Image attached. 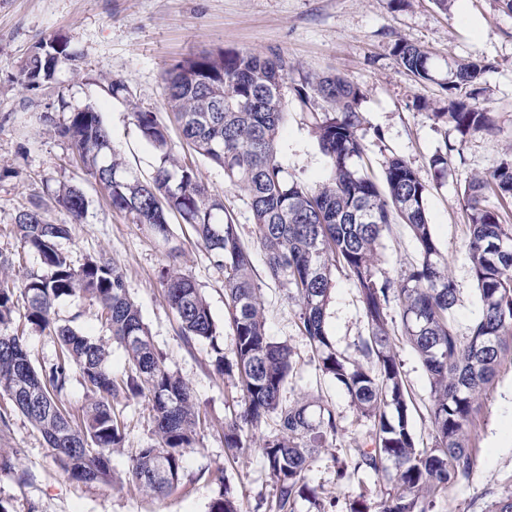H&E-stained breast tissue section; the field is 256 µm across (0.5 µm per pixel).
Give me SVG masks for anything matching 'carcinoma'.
<instances>
[{"mask_svg":"<svg viewBox=\"0 0 512 512\" xmlns=\"http://www.w3.org/2000/svg\"><path fill=\"white\" fill-rule=\"evenodd\" d=\"M393 53L409 75L432 78L429 56L420 47L398 41ZM72 58L65 41L41 43L25 63L23 79L36 86L53 76L61 60ZM489 69L481 57L456 62L445 87L448 111L435 113L453 123L463 138L494 129L493 116L478 104L481 80ZM293 70L278 53L202 52L165 71L167 107L188 145L244 191L265 254L266 276L297 301V327L319 368L373 422V447L356 444L352 464L353 471L382 480L385 495L376 512H427L434 499L469 480L474 466L469 426L498 368L504 360L512 361V224L503 223L502 215L512 211V152L490 172L472 177L462 193L481 313L469 334L461 336L453 326L456 288L428 224V183L398 156L385 162L381 184L358 167L364 144L359 110L363 93L357 85L340 75L310 74L292 83L296 99L311 113L312 131L330 175L315 189L286 175L278 160L282 100L270 92L284 85ZM134 119L141 138L158 156L154 174L143 181L130 174L112 149L109 131L94 108L70 113L58 133L71 142L112 208L149 225L166 242L171 218L178 217L211 252L224 277L234 362H224L210 307L192 277L169 266L161 278L180 336L188 344L209 342L216 370L234 378L242 394L243 411L224 423V447L232 455L246 452L249 433L275 418L278 429L263 439L261 452L276 486L278 512H295L300 499L317 512H328L326 507L334 503L316 498L305 473L339 434L336 416L319 398L288 405L281 401L294 372L293 356L287 344L268 335L260 288L237 225L229 217L218 218L223 201L208 193L192 168L173 157L168 129L155 113L136 110ZM56 202L75 223L87 208L82 192L65 184ZM395 215L413 233L421 262L392 281L379 276L376 265ZM15 226L21 245L37 254L48 270L22 281L24 318L54 337L58 355L51 365L36 369L23 337L11 329V263L0 253V395L39 429L68 477L86 485L112 478V450L123 440L113 402L148 398L155 443L139 449L129 475L146 493L168 494L184 475V456L194 448L201 422L192 388L166 366L111 258L100 254L75 265L60 247L69 235L68 225L45 222L37 203L18 212ZM336 269L345 270L358 288L368 328L353 360L336 352L325 325ZM80 294L97 303L100 320L126 351V378L112 377L110 353L102 342L58 317V302ZM394 305L400 309L406 341L429 374V448L416 447L409 425L407 390L390 334ZM75 373L87 398L78 424L62 405ZM211 483L210 512H241L224 483V470L212 472Z\"/></svg>","mask_w":512,"mask_h":512,"instance_id":"carcinoma-1","label":"carcinoma"}]
</instances>
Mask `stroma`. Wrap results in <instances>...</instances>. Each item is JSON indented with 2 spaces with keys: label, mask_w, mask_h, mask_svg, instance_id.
<instances>
[{
  "label": "stroma",
  "mask_w": 512,
  "mask_h": 512,
  "mask_svg": "<svg viewBox=\"0 0 512 512\" xmlns=\"http://www.w3.org/2000/svg\"><path fill=\"white\" fill-rule=\"evenodd\" d=\"M53 37L67 41L75 60L61 63L50 81L27 86L22 69L28 55ZM399 40L427 51L431 80H415L398 65L392 48ZM218 48L278 52L302 71L339 74L361 88L364 170L381 177L385 160L394 155L428 182L431 231L457 290L458 334H468L480 314L461 192L471 177L487 172L512 147V11L500 0L455 2L446 12L434 0H0V254L13 260L18 276L43 274L38 256L23 249L14 232L16 213L30 201H40L47 223L68 225L70 234L61 247L75 262L104 254L120 267L156 348L167 367L189 383L203 413L196 444L185 455L184 479L167 496L153 497L141 493L129 478L132 457L153 436L144 398L115 403L124 421V440L112 453V481L88 486L62 472L39 431L0 396V451L8 452L15 464L13 470L0 471V503L8 512H209L210 474L219 467L242 512H274L276 489L258 447L274 426L256 430V445L248 452L226 455L224 423L240 412L241 394L233 378L216 372L208 343L183 341L160 279L161 269L169 265L194 279L209 304L224 357L234 361L223 276L210 252L186 225L172 224L167 244L147 225L113 210L99 184L76 162L70 141L54 132L71 111L93 107L128 168L150 177L158 158L141 138L133 109L156 113L162 123H169L165 70L182 57ZM474 56L491 64L478 101L493 112L496 128L464 138L441 117L447 108L444 85L456 61ZM115 80L124 85L116 94L110 89ZM283 110L279 160L288 175L315 187L327 175V160L308 113L288 87ZM170 145L212 196L223 201L250 253L265 300L268 333L288 344L296 362L283 401L318 397L336 416L339 433L307 471L308 485L319 499L335 500L336 512H346L347 503L358 498L377 505L384 487L376 476L337 477L339 468L351 465L355 444L372 438L373 424L322 373L298 330L296 301L267 278L243 193L225 180L221 168L189 150L178 130H171ZM437 153L448 156V170L439 179L428 166ZM63 184L79 187L86 197L81 223H71L54 201ZM417 259L410 231L393 225L377 262L381 276L399 278ZM57 311L80 333L107 342L113 375L126 376L125 351L102 325L96 304L73 296L62 299ZM326 328L336 351L350 358L356 357V347L368 333L361 297L342 270L333 275ZM397 352L413 401L411 426L419 446L426 447L432 442L428 374L410 346L398 344ZM471 445L475 465L469 480L434 500L429 512H491L495 501L512 492V363L502 364L483 395Z\"/></svg>",
  "instance_id": "35a3bbf8"
}]
</instances>
